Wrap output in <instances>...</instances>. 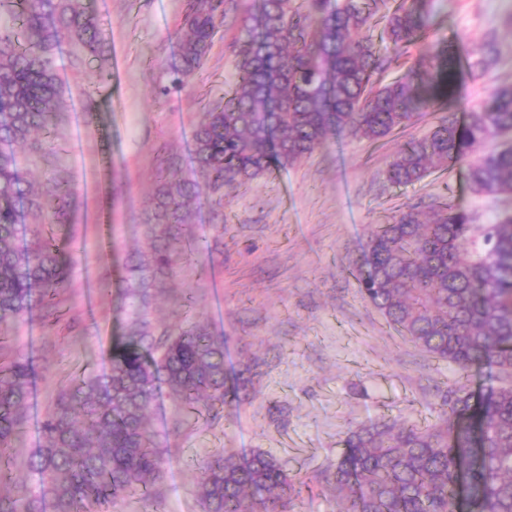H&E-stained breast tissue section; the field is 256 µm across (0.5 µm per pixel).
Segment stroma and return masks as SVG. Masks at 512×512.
<instances>
[{
	"label": "stroma",
	"instance_id": "35a3bbf8",
	"mask_svg": "<svg viewBox=\"0 0 512 512\" xmlns=\"http://www.w3.org/2000/svg\"><path fill=\"white\" fill-rule=\"evenodd\" d=\"M107 36L101 57L64 46L56 69L64 120L55 155L32 151L31 178L64 174L80 203L57 227L75 259L61 294L72 329L48 325L42 309L6 331L13 351L32 363L31 397L12 450L17 478L33 483L28 459L42 444L41 422L73 375L99 376L107 352L137 308L123 305L115 258L145 250L143 219L161 156L177 155L179 175L199 179L192 134L214 91L235 75V40L258 0H234L203 70L191 88L158 99L164 62L177 47L182 0H92ZM438 39L458 57L487 33L501 45L482 76H465L457 115L488 88L512 85V0H436ZM93 88L86 98L85 88ZM429 115L379 143L345 138L248 188L226 193L220 214L191 207L190 237L211 250L180 265L167 290L143 312L158 329L188 316L224 339V369L234 386L223 412L202 420L160 386L149 415L163 452L159 494L128 496L115 512H202L199 463L217 454L261 450L283 463L301 494L297 512H338L329 483L348 429L382 417L437 422L458 373L400 336L361 294L354 263L369 225L441 193L481 206L464 166L435 171L416 186L396 187L385 170L398 146L427 133ZM192 299L180 307L181 295Z\"/></svg>",
	"mask_w": 512,
	"mask_h": 512
}]
</instances>
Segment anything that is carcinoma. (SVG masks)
<instances>
[{
    "instance_id": "obj_1",
    "label": "carcinoma",
    "mask_w": 512,
    "mask_h": 512,
    "mask_svg": "<svg viewBox=\"0 0 512 512\" xmlns=\"http://www.w3.org/2000/svg\"><path fill=\"white\" fill-rule=\"evenodd\" d=\"M226 3L187 0L161 94L183 90L201 70ZM435 18V0H261L238 37L236 79L193 134L214 205L222 206L224 189L293 167L337 137L378 142L450 108L460 82L455 53L409 61L435 36ZM72 42L92 56L105 42L85 0H0V328L35 304L56 307L71 279L72 259L50 227L77 207V194L59 181L34 190L17 147L36 131L55 133L56 57ZM498 55L490 34L469 53L470 73ZM509 135L512 88L494 86L465 122L441 116L388 165V182L408 186L463 164L490 209L445 200L424 221L412 206L375 225L356 263L362 293L460 376L481 365L492 383L479 396L464 382L448 387L435 424L382 418L350 432L333 473L340 512H456L464 467L473 512H512V144L496 143ZM199 196L173 166L159 170L144 218L149 253L122 263L125 296L146 303L150 288L175 275L176 258L190 261L206 248L184 237L188 204ZM26 214L40 223L20 248ZM107 359L104 376L74 378L44 418L42 447L29 462L32 488L14 479L11 460L32 369L20 354H0V512H98L137 492L157 495L162 458L146 426L157 383L199 418L229 394L224 338L192 320L159 338L136 323ZM199 496L203 512H293L298 491L277 459L231 454L202 461Z\"/></svg>"
}]
</instances>
